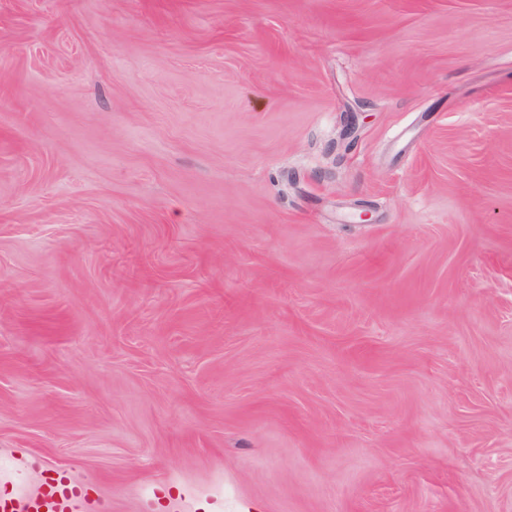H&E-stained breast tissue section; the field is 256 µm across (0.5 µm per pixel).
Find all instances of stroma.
Instances as JSON below:
<instances>
[{"label": "stroma", "instance_id": "obj_1", "mask_svg": "<svg viewBox=\"0 0 512 512\" xmlns=\"http://www.w3.org/2000/svg\"><path fill=\"white\" fill-rule=\"evenodd\" d=\"M53 466L512 512V0H0V491Z\"/></svg>", "mask_w": 512, "mask_h": 512}]
</instances>
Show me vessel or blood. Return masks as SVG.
Wrapping results in <instances>:
<instances>
[{
  "label": "vessel or blood",
  "mask_w": 512,
  "mask_h": 512,
  "mask_svg": "<svg viewBox=\"0 0 512 512\" xmlns=\"http://www.w3.org/2000/svg\"><path fill=\"white\" fill-rule=\"evenodd\" d=\"M0 512H104V508L88 501L66 472L54 469L37 495H0Z\"/></svg>",
  "instance_id": "1"
}]
</instances>
